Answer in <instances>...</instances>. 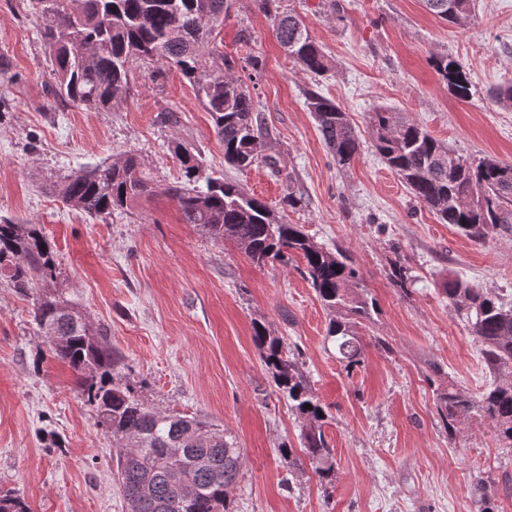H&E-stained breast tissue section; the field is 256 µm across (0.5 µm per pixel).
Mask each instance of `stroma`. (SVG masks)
Wrapping results in <instances>:
<instances>
[{
	"mask_svg": "<svg viewBox=\"0 0 512 512\" xmlns=\"http://www.w3.org/2000/svg\"><path fill=\"white\" fill-rule=\"evenodd\" d=\"M467 23L440 22L421 0H280L331 61L303 73L280 47L256 0H235L208 46L253 96L276 169L233 170L210 112L180 70L136 61L132 94L109 111L54 99L30 0H0V219L42 225L53 249L49 290L105 328L138 395L171 414L224 428L241 449L234 512H512V452L474 419L449 437L434 407L446 378L471 397L494 381L480 343L440 290L455 274L512 303V224L484 242L440 224L377 154L368 113L387 106L471 161L512 163V109L492 95L512 82V0H474ZM461 62L471 96L459 100L433 57ZM331 99L360 133L361 151L336 166L307 107ZM198 152L212 177L240 183L319 246L347 252L376 300L356 331L364 354L346 367L325 338L328 315L299 258L256 267L231 241L184 223L165 196L93 219L63 206L54 186L78 169L137 156L158 184L182 181L172 148ZM300 206L287 205L289 194ZM409 282L399 288L396 267ZM32 298L0 280V491L30 512H127L113 475L112 439L98 427L67 364L48 352ZM301 352L327 406L335 477L292 471L282 443L303 421L278 395L253 342L254 322ZM384 338L380 349L376 338Z\"/></svg>",
	"mask_w": 512,
	"mask_h": 512,
	"instance_id": "obj_1",
	"label": "stroma"
}]
</instances>
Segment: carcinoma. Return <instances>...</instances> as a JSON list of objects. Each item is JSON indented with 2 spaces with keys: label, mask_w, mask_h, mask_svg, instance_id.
Segmentation results:
<instances>
[{
  "label": "carcinoma",
  "mask_w": 512,
  "mask_h": 512,
  "mask_svg": "<svg viewBox=\"0 0 512 512\" xmlns=\"http://www.w3.org/2000/svg\"><path fill=\"white\" fill-rule=\"evenodd\" d=\"M275 2L259 0V8L270 17L281 46L303 72L324 76L331 67L328 56L301 17L278 11ZM423 2L438 19L456 26L467 22L472 9V0ZM32 5L44 19L41 39L60 101L108 110L130 95L131 63L156 59L179 68L211 112L224 143L225 166L239 171L276 167V159L262 153L269 133L250 92L227 63L205 60V48L232 0H32ZM434 67L455 96L470 97V81L460 62L440 56ZM307 106L336 165H350L361 140L348 114L316 93L308 94ZM369 124L377 153L438 223L478 242L499 225L512 224V164L483 160L473 165L419 124L384 106L373 108ZM173 153L184 181L163 193L176 202L185 223L203 226L216 240L234 242L259 268L286 262L292 254L302 257L301 273L330 314L326 338L336 343L347 365L359 364L363 346L355 328L371 320L376 302L363 288L351 257L315 244L301 226L282 222L240 184L202 178L194 148L177 142ZM56 191L64 205L97 218L112 215L134 198L154 195L157 187L142 163L128 156L90 171H72L60 178ZM2 271L23 295L40 282L54 280V251L40 225L0 220ZM441 291L481 343L487 369L511 375L512 305L458 277L444 280ZM31 314L51 356L78 374L97 425L112 437L117 480L125 500H140L137 512H233L229 493L241 459L233 437L200 418L166 414L141 399L124 381L122 356L109 344L106 331L94 327L61 295L33 297ZM253 341L274 385L304 421L300 449L284 443L281 457L290 469L301 470L307 462L319 480L332 481L333 449L323 431L327 412L298 358L261 322L253 325ZM434 405L448 437H456L462 425L483 415L498 439L512 447L511 379L491 384L477 400L441 380ZM178 477L188 493L176 502L171 486ZM0 512L29 509L20 498L6 494L0 495Z\"/></svg>",
  "instance_id": "cac0c4a2"
}]
</instances>
